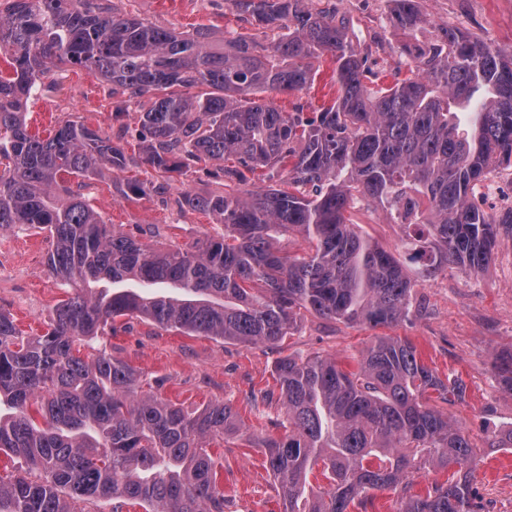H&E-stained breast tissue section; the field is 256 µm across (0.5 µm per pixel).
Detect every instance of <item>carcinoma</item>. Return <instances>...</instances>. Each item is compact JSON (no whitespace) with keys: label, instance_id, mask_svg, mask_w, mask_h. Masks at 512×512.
<instances>
[{"label":"carcinoma","instance_id":"1","mask_svg":"<svg viewBox=\"0 0 512 512\" xmlns=\"http://www.w3.org/2000/svg\"><path fill=\"white\" fill-rule=\"evenodd\" d=\"M389 23L412 76L383 86L348 38L336 9L306 0H232L238 18L273 41L237 31L214 49L205 30L176 33L118 13L102 0H0V231L39 228L45 266L68 289L49 330L25 336L0 311V454L23 472L0 477V512H83L112 499L142 512H225L219 458L209 441L240 429L220 401L186 408L142 394L140 373L107 348L80 342L122 317L244 344L276 346L300 311L395 328L413 315L414 283L399 259L362 237L345 212L358 202L410 229L407 250L430 277L448 264L487 267L512 209L471 201L495 168L512 165V53L467 30L434 24L418 0H393ZM337 95L311 116L259 94L301 92L322 56ZM86 68L111 85L115 133L74 121L42 139L26 107L53 68ZM138 113V151L122 119ZM223 164L224 192L185 188L179 212L202 211L221 230L186 247L116 230L66 186L129 177L126 198L167 199L169 175ZM268 182L240 191L249 175ZM300 233L290 256L279 237ZM512 392V351L493 364ZM285 433L262 441L280 489L279 512H349L373 490L407 488L415 474L451 472L400 512H489L474 487L481 454L444 411L466 402L459 375L440 377L406 338L379 336L346 371L321 356L276 360ZM485 447L512 450V427ZM328 487L314 489L315 471Z\"/></svg>","mask_w":512,"mask_h":512}]
</instances>
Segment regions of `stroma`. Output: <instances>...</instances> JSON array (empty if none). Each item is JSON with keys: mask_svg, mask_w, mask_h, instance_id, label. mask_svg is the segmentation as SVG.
I'll return each instance as SVG.
<instances>
[{"mask_svg": "<svg viewBox=\"0 0 512 512\" xmlns=\"http://www.w3.org/2000/svg\"><path fill=\"white\" fill-rule=\"evenodd\" d=\"M339 14L352 19L349 37L359 50L370 53L374 70L383 72V84L392 73L408 77L409 66L400 58L398 38L387 25L390 0H332ZM118 12L130 13L163 28L183 33L209 29L212 41L225 31L242 30L231 0H113ZM426 16L436 23L467 29L495 46L512 51V0H421ZM332 65L322 61L313 83L299 93H267L282 111L300 102L313 112L336 96ZM28 108L32 133L45 137L64 120H77L105 132L112 129V95L97 74L86 69L52 70ZM73 190L84 194L117 230L139 235L158 226L166 242L189 245L213 233L211 218L201 212L179 213L174 204L155 198L128 200L120 196L111 177L73 180ZM351 219L359 234L383 248L401 253L407 230L386 221L380 209L364 204ZM49 247L46 233H0V309L9 312L28 335L44 333L49 314L65 290L48 273L43 258ZM420 310L411 321L394 328L408 338L424 362L439 375H461L468 388L466 404L449 408L475 441L486 430L512 426V392L493 378L492 364L512 348V239H502L494 259L483 271L444 268L435 278L417 281ZM376 336L375 330L304 314L298 331L282 345L224 341L164 329L138 318H122L114 335L103 343L113 355L136 367L141 390L187 407L212 401L232 405L242 425L213 444L222 466L218 481L224 490L227 512H278L273 480L264 466L261 438L280 435L284 410L274 380V362L290 354L336 358L356 370L361 353ZM476 484L490 512H512V450L496 451L478 462Z\"/></svg>", "mask_w": 512, "mask_h": 512, "instance_id": "stroma-1", "label": "stroma"}]
</instances>
